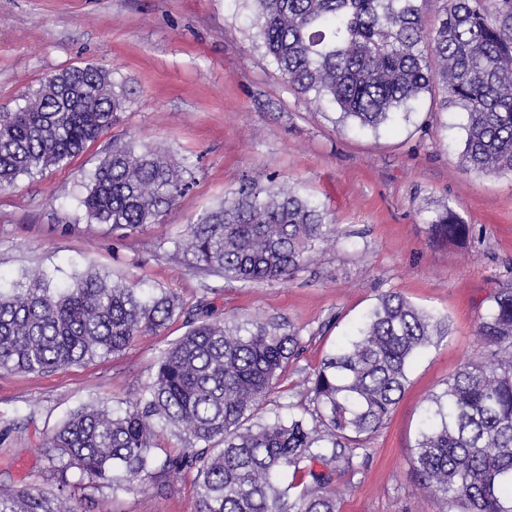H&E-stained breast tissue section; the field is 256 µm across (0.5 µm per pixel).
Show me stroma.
Returning a JSON list of instances; mask_svg holds the SVG:
<instances>
[{"label": "stroma", "instance_id": "35a3bbf8", "mask_svg": "<svg viewBox=\"0 0 512 512\" xmlns=\"http://www.w3.org/2000/svg\"><path fill=\"white\" fill-rule=\"evenodd\" d=\"M253 0H0V112L48 77L93 65L131 91L121 120L69 163L0 189V282L40 272L53 281L92 272L176 293L184 309L119 353L44 373L0 371V484L59 492V456L46 439L85 405L125 408L186 330L184 315L278 322L303 351L266 407L295 394L378 297L396 291L445 318L450 331L418 357L385 425L340 475L339 512H448L419 488L414 445L428 397L478 352L476 326L512 284V174L461 163L466 113L424 94L409 118L378 129L341 125L337 111L291 90L265 56ZM132 140L185 165L191 189L160 223L136 232L90 221L79 199L113 140ZM295 183L342 233L286 282L244 284L197 269L173 241L244 178ZM452 207L473 228L461 243L429 223ZM78 512H197L194 476L112 494L78 470L62 491Z\"/></svg>", "mask_w": 512, "mask_h": 512}]
</instances>
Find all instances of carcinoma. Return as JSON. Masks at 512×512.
Wrapping results in <instances>:
<instances>
[{
    "label": "carcinoma",
    "instance_id": "cac0c4a2",
    "mask_svg": "<svg viewBox=\"0 0 512 512\" xmlns=\"http://www.w3.org/2000/svg\"><path fill=\"white\" fill-rule=\"evenodd\" d=\"M265 55L298 94L376 128L438 88L467 114L470 172L512 173V0H443L426 29L420 0H254ZM127 94L96 66L48 77L24 107L0 112V188L60 166L112 128ZM190 188L148 146L112 143L79 200L91 220L134 231L158 224ZM434 239L471 226L446 206ZM338 227L295 189L244 179L189 225L175 248L201 270L243 283L288 281ZM182 313L163 288L93 273L54 284L43 274L0 287V371L44 372L117 353ZM162 357L153 382L123 410L83 407L47 439L95 488L131 493L173 471L196 473L199 512H338L336 476L388 420L417 355L449 334L443 318L388 292L302 381L308 404L262 419L302 350L275 322L212 320L204 307ZM482 350L428 400L415 442L421 489L448 512H512V286L479 319ZM184 442L160 458L157 429ZM0 512H77L62 496L0 488Z\"/></svg>",
    "mask_w": 512,
    "mask_h": 512
}]
</instances>
